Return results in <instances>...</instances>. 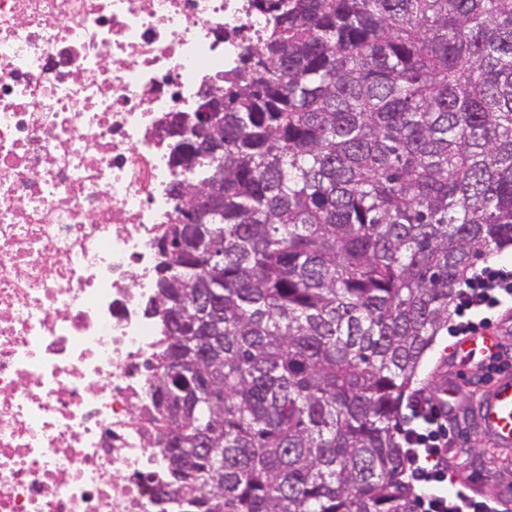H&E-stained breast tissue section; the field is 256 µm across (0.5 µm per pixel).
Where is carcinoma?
I'll return each mask as SVG.
<instances>
[{"label":"carcinoma","mask_w":512,"mask_h":512,"mask_svg":"<svg viewBox=\"0 0 512 512\" xmlns=\"http://www.w3.org/2000/svg\"><path fill=\"white\" fill-rule=\"evenodd\" d=\"M224 78L214 209L168 225L167 482L206 512H417L401 407L512 246V0H269Z\"/></svg>","instance_id":"1"}]
</instances>
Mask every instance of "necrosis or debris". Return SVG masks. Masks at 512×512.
Wrapping results in <instances>:
<instances>
[{"label":"necrosis or debris","instance_id":"necrosis-or-debris-1","mask_svg":"<svg viewBox=\"0 0 512 512\" xmlns=\"http://www.w3.org/2000/svg\"><path fill=\"white\" fill-rule=\"evenodd\" d=\"M259 0H0V512H160L162 127L267 29Z\"/></svg>","mask_w":512,"mask_h":512}]
</instances>
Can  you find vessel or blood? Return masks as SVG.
I'll return each mask as SVG.
<instances>
[{"label":"vessel or blood","mask_w":512,"mask_h":512,"mask_svg":"<svg viewBox=\"0 0 512 512\" xmlns=\"http://www.w3.org/2000/svg\"><path fill=\"white\" fill-rule=\"evenodd\" d=\"M510 339L511 314L504 315L496 325L459 338L448 355V364L435 368L438 383L429 391L437 411L447 414L458 389L471 386L469 375L458 373L452 368V361L471 363L478 359L494 363V370L478 386H471L475 389L474 436L509 455L512 454V359L506 358L505 346Z\"/></svg>","instance_id":"vessel-or-blood-1"}]
</instances>
